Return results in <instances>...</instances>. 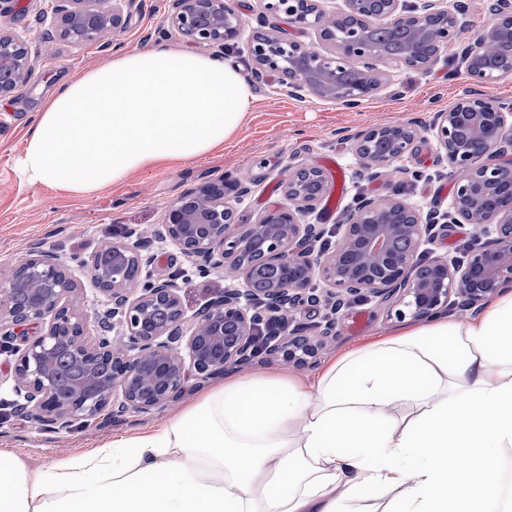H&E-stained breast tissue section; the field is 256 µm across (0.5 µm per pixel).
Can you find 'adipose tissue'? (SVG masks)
I'll return each mask as SVG.
<instances>
[{
	"label": "adipose tissue",
	"instance_id": "ef3b65f1",
	"mask_svg": "<svg viewBox=\"0 0 512 512\" xmlns=\"http://www.w3.org/2000/svg\"><path fill=\"white\" fill-rule=\"evenodd\" d=\"M252 88L155 45L55 92L16 163L91 195L223 149ZM512 292L404 326L313 377L231 374L153 430L32 470L0 452V512H512ZM377 488L386 507L367 503Z\"/></svg>",
	"mask_w": 512,
	"mask_h": 512
}]
</instances>
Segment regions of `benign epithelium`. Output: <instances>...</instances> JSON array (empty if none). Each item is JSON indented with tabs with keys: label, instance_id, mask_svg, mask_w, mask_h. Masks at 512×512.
Masks as SVG:
<instances>
[{
	"label": "benign epithelium",
	"instance_id": "1",
	"mask_svg": "<svg viewBox=\"0 0 512 512\" xmlns=\"http://www.w3.org/2000/svg\"><path fill=\"white\" fill-rule=\"evenodd\" d=\"M262 18L246 41L261 78L278 76L294 97L311 92L357 107L402 68L430 71L440 51L468 27L462 0H341L326 10L320 0H262ZM482 41L496 49L464 52L473 88L459 95L432 125L391 123L356 138L355 153L367 166H384L412 152L431 134L454 180L449 203L455 224L494 228L488 246L472 249L461 262L435 256L420 260L429 232L423 211L395 196L364 200L340 225L336 245L316 249L320 231L303 223L325 193L322 171L309 165L288 169V203L241 226L225 200L224 180L183 194L166 211L153 236L175 245L201 273L221 270L238 287L212 298L195 320H186L175 278L142 275L150 258L141 236L102 242L90 273L109 308L91 319L73 313L63 300L72 280L66 261L47 252L20 259L0 279V340L15 356L14 412L33 414L62 431L112 413H150L181 399L194 381L208 379L260 355L299 367L316 360L333 339L335 322L317 336L289 328L288 314L303 300L321 301L310 284L321 279L338 311L346 299L374 295L393 303L394 316L415 320L448 310L480 307L512 288V103L483 96L475 87L512 76V0H490ZM48 28L39 52L55 54L58 42H94L103 49L125 25L123 15L103 11L97 0H51ZM316 35L305 42L277 24ZM407 28L402 52L391 53L373 38L377 22ZM170 25L193 44L228 47L243 22L231 0H172ZM29 43L0 27V98L34 83ZM45 333L27 338L28 330Z\"/></svg>",
	"mask_w": 512,
	"mask_h": 512
}]
</instances>
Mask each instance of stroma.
<instances>
[{
    "instance_id": "1",
    "label": "stroma",
    "mask_w": 512,
    "mask_h": 512,
    "mask_svg": "<svg viewBox=\"0 0 512 512\" xmlns=\"http://www.w3.org/2000/svg\"><path fill=\"white\" fill-rule=\"evenodd\" d=\"M116 7L129 21L124 31L115 35L111 48L103 50L95 43H60L55 55L37 57L33 84L0 98V278L8 277L21 255L52 252L71 265L74 290L66 299L68 307L84 314L101 310L102 295L91 280L87 264L103 239L122 240L132 229L150 239L172 203L188 190L218 178L230 186L238 181L248 184L250 191L243 200H236L232 189L226 198L236 201L240 223H257L268 205L286 203L284 181L289 167L319 166L323 155L335 157L343 172L342 180L335 183V215L326 218V203L321 200L305 221L320 225L328 240H337L339 224L365 198L394 194L426 210L447 211L454 181L446 164L437 158L432 136L419 140L398 167H363L354 144L356 136L372 126L405 121L425 124L431 122L435 112L448 109L469 85L460 50L453 46L442 50L439 63L431 71L401 69L386 86L351 109L312 93L294 98L282 90L276 77H255L245 46L240 43L226 49L225 54L241 66L252 86L253 99L243 124L223 151L147 175H130L121 185L89 197L26 185L16 175V161L36 112L59 85L79 78L126 49L157 44L187 47V40L174 33L166 21L172 0H118ZM48 8V0H10L0 24L24 34L35 47L43 31L39 19ZM270 189L275 195L267 205L263 198ZM491 238L490 232L473 225L456 224L437 231L420 252L425 257L441 255L461 261L470 248L485 245ZM151 249L159 254L151 266L153 275H177L187 317H195L208 300L223 294L229 286L218 272L200 274L175 246L153 243ZM388 310L389 304L382 298L355 297L336 313L324 303L300 306L291 311L290 321L314 336L327 317H334L336 338L324 352L329 358L397 326V319L389 317ZM12 363V353L0 351V451L21 456L35 468L99 447L115 437L148 431L175 412L170 406L149 414L129 413L56 433L35 417L2 409V402L14 398Z\"/></svg>"
}]
</instances>
